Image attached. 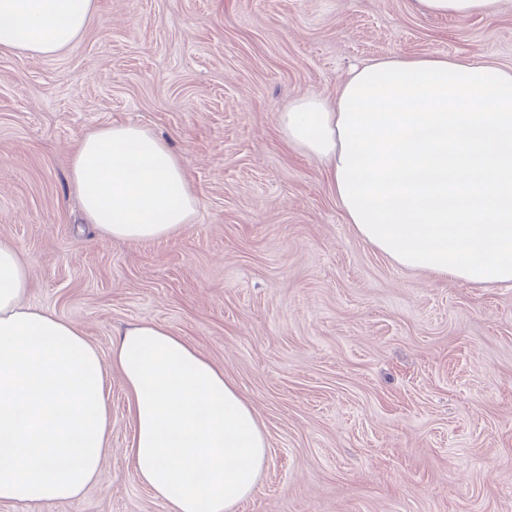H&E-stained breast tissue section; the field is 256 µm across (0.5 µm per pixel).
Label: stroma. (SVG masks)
<instances>
[{
  "instance_id": "1",
  "label": "stroma",
  "mask_w": 512,
  "mask_h": 512,
  "mask_svg": "<svg viewBox=\"0 0 512 512\" xmlns=\"http://www.w3.org/2000/svg\"><path fill=\"white\" fill-rule=\"evenodd\" d=\"M430 56L512 69V0L467 18L418 0H96L63 52L0 50V240L29 270L26 304L99 351L112 415L79 497L0 512H170L132 474L112 363L141 321L256 412L267 463L234 512H512V288L393 263L276 123L354 67ZM128 123L170 143L198 199L171 238L118 242L81 214L74 151Z\"/></svg>"
}]
</instances>
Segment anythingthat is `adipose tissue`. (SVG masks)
Segmentation results:
<instances>
[{"label": "adipose tissue", "instance_id": "adipose-tissue-1", "mask_svg": "<svg viewBox=\"0 0 512 512\" xmlns=\"http://www.w3.org/2000/svg\"><path fill=\"white\" fill-rule=\"evenodd\" d=\"M93 12L94 0H0V49L54 56ZM277 124L394 263L512 284V71L384 58L356 69L337 101L293 100ZM71 178L87 221L115 240L172 237L197 212L179 157L142 126L89 131ZM28 286L0 241V504L78 497L100 476L110 425L98 350L74 322L25 304ZM112 362L130 394L134 476L155 498L171 512H232L254 492L266 437L222 367L149 322L120 333Z\"/></svg>", "mask_w": 512, "mask_h": 512}]
</instances>
